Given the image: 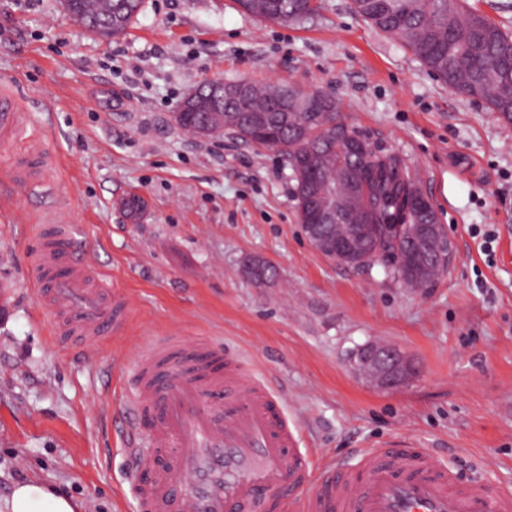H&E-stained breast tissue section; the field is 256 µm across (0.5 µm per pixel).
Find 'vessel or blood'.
<instances>
[{"label":"vessel or blood","instance_id":"vessel-or-blood-1","mask_svg":"<svg viewBox=\"0 0 512 512\" xmlns=\"http://www.w3.org/2000/svg\"><path fill=\"white\" fill-rule=\"evenodd\" d=\"M24 132L14 99L1 93L0 142ZM43 160L32 144L11 182L34 183ZM27 262L59 334L85 346L123 332L127 299L89 287L95 270L66 226L45 225ZM142 421L152 450L135 453L134 472L153 479L141 512H512V492L460 480L410 439L367 450L357 469L313 472L277 397L209 340L167 336L144 347L126 424L134 432Z\"/></svg>","mask_w":512,"mask_h":512}]
</instances>
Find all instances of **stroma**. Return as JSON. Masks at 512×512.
Listing matches in <instances>:
<instances>
[{
	"label": "stroma",
	"instance_id": "stroma-1",
	"mask_svg": "<svg viewBox=\"0 0 512 512\" xmlns=\"http://www.w3.org/2000/svg\"><path fill=\"white\" fill-rule=\"evenodd\" d=\"M350 5L273 24L236 0H145L105 42L60 0H0V90L49 156L30 191L4 182L27 138L0 145V512L31 480L83 512H138L131 451L149 440L119 415L141 345L169 334L255 371L317 461L409 435L459 479L512 489V123ZM215 78L323 91L350 128L403 153L453 239L447 274L403 288L315 251L279 152L175 125ZM53 214L129 301L120 339L93 354L55 333L28 276ZM475 227L495 231L492 255ZM253 258L276 276L251 279ZM373 340L415 362L407 384L381 391L357 373L352 353Z\"/></svg>",
	"mask_w": 512,
	"mask_h": 512
}]
</instances>
